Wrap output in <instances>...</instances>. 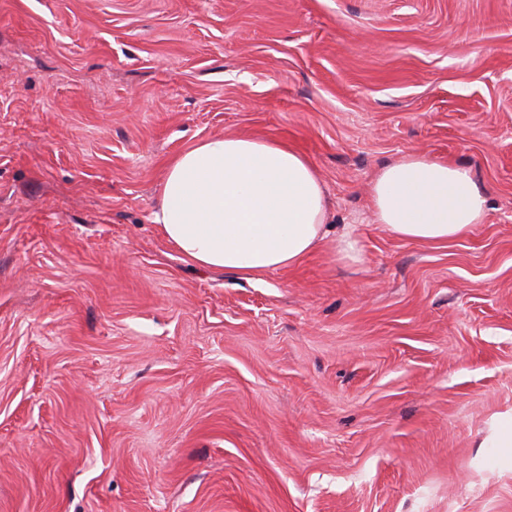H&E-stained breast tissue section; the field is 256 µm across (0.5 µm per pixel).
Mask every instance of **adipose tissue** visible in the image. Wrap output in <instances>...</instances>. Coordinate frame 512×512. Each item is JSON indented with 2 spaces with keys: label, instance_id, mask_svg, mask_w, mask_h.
<instances>
[{
  "label": "adipose tissue",
  "instance_id": "adipose-tissue-1",
  "mask_svg": "<svg viewBox=\"0 0 512 512\" xmlns=\"http://www.w3.org/2000/svg\"><path fill=\"white\" fill-rule=\"evenodd\" d=\"M370 196L376 223L421 243L461 238L486 211L468 167L418 152L381 168ZM153 221L183 260L258 279L325 242L329 203L317 170L293 147L214 136L170 161Z\"/></svg>",
  "mask_w": 512,
  "mask_h": 512
}]
</instances>
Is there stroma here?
Segmentation results:
<instances>
[{
	"instance_id": "1",
	"label": "stroma",
	"mask_w": 512,
	"mask_h": 512,
	"mask_svg": "<svg viewBox=\"0 0 512 512\" xmlns=\"http://www.w3.org/2000/svg\"><path fill=\"white\" fill-rule=\"evenodd\" d=\"M217 135L302 152L358 260H181ZM411 152L483 223H374ZM511 418L512 0H0V512H512ZM370 196L376 224L421 243L461 238L486 211L484 191L468 167L418 152L381 168Z\"/></svg>"
}]
</instances>
